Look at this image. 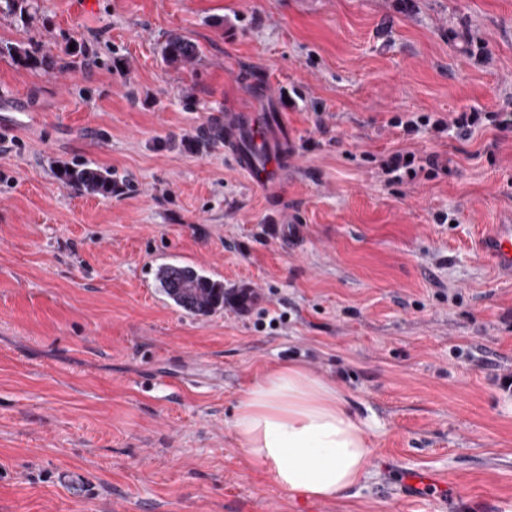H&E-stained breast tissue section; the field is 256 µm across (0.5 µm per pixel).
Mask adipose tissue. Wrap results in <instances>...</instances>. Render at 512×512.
<instances>
[{
	"mask_svg": "<svg viewBox=\"0 0 512 512\" xmlns=\"http://www.w3.org/2000/svg\"><path fill=\"white\" fill-rule=\"evenodd\" d=\"M232 430L247 467L291 495L339 497L371 467L366 425L334 385L297 364L244 391Z\"/></svg>",
	"mask_w": 512,
	"mask_h": 512,
	"instance_id": "1",
	"label": "adipose tissue"
}]
</instances>
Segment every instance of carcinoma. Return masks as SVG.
Wrapping results in <instances>:
<instances>
[{"label": "carcinoma", "instance_id": "obj_1", "mask_svg": "<svg viewBox=\"0 0 512 512\" xmlns=\"http://www.w3.org/2000/svg\"><path fill=\"white\" fill-rule=\"evenodd\" d=\"M164 60L171 65L193 63L200 54L199 46L188 38L171 35L162 48ZM12 61L35 64L31 52L19 44H0V56ZM56 180L79 194L107 197L116 187V180L108 170L85 165L59 164L54 170ZM159 284L163 293L179 308L192 315H208L226 306L243 308L248 294L228 291L224 283L195 270L190 266L170 264L161 267Z\"/></svg>", "mask_w": 512, "mask_h": 512}]
</instances>
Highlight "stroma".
Here are the masks:
<instances>
[{
	"instance_id": "stroma-1",
	"label": "stroma",
	"mask_w": 512,
	"mask_h": 512,
	"mask_svg": "<svg viewBox=\"0 0 512 512\" xmlns=\"http://www.w3.org/2000/svg\"><path fill=\"white\" fill-rule=\"evenodd\" d=\"M173 33L198 59L168 64ZM0 512H512V279L479 242L512 216V127L404 134L392 117L512 114V0H29L0 13ZM282 114L279 195L199 131ZM411 152L448 168L394 180ZM110 168L78 194L57 164ZM190 265L248 311L194 316ZM285 362L370 425L343 498L243 462L237 400ZM442 475L436 505L401 479ZM407 157H410V160H407ZM386 168L388 173L403 172L404 175L409 176L411 179L417 176V170H425V167L422 165L417 168L415 167V154H403L401 152L394 153L390 157L389 161L386 163ZM163 293L179 308L192 315H208L224 306L244 308L248 294L226 291L224 283L190 266L164 265L159 271Z\"/></svg>"
}]
</instances>
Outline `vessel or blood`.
Masks as SVG:
<instances>
[{"instance_id":"b4317fda","label":"vessel or blood","mask_w":512,"mask_h":512,"mask_svg":"<svg viewBox=\"0 0 512 512\" xmlns=\"http://www.w3.org/2000/svg\"><path fill=\"white\" fill-rule=\"evenodd\" d=\"M224 152L253 185L277 192L288 167L287 133H273L255 113L228 112L224 115ZM482 249L498 270L512 276V224L493 225Z\"/></svg>"}]
</instances>
